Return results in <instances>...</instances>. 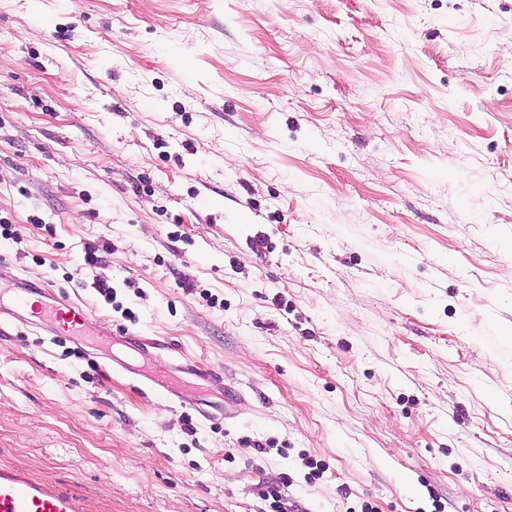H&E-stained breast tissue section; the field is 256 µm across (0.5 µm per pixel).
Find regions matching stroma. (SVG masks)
<instances>
[{
	"label": "stroma",
	"instance_id": "stroma-1",
	"mask_svg": "<svg viewBox=\"0 0 512 512\" xmlns=\"http://www.w3.org/2000/svg\"><path fill=\"white\" fill-rule=\"evenodd\" d=\"M1 224L128 334L5 323L0 469L83 512H512V0H0ZM144 338L224 417L112 366Z\"/></svg>",
	"mask_w": 512,
	"mask_h": 512
}]
</instances>
